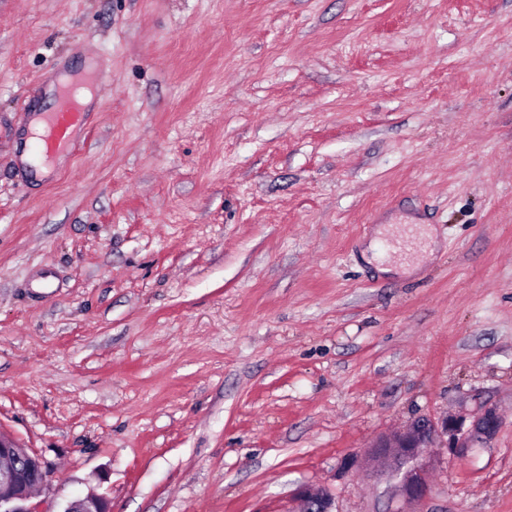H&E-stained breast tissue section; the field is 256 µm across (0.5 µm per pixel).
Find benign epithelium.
Listing matches in <instances>:
<instances>
[{"mask_svg": "<svg viewBox=\"0 0 512 512\" xmlns=\"http://www.w3.org/2000/svg\"><path fill=\"white\" fill-rule=\"evenodd\" d=\"M499 423V414L493 408L483 410L470 422L461 414L438 421L418 417L402 430L379 437L369 446L367 457L386 465L400 497L421 500L430 492L428 474L432 461L425 449L440 442L455 454L473 441L493 437ZM45 482L40 458L0 432V512H38L31 499ZM295 501L305 512H333L331 497L322 491L303 487L297 491ZM61 512H110V508L107 497L92 489L70 501Z\"/></svg>", "mask_w": 512, "mask_h": 512, "instance_id": "7a95c632", "label": "benign epithelium"}]
</instances>
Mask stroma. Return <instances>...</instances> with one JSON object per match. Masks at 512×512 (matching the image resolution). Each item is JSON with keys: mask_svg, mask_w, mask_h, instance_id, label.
<instances>
[{"mask_svg": "<svg viewBox=\"0 0 512 512\" xmlns=\"http://www.w3.org/2000/svg\"><path fill=\"white\" fill-rule=\"evenodd\" d=\"M487 407L423 500L342 468ZM0 432L38 512H512V0H0ZM83 112H79L78 103L66 97L64 105L57 112L46 113L45 128L39 136L37 146L46 155H50L61 147L70 145V135L83 120ZM294 500L301 508H305V512H333L331 497L322 491L302 487L297 491ZM61 512H111L107 497L92 489L83 497L70 501Z\"/></svg>", "mask_w": 512, "mask_h": 512, "instance_id": "1", "label": "stroma"}]
</instances>
